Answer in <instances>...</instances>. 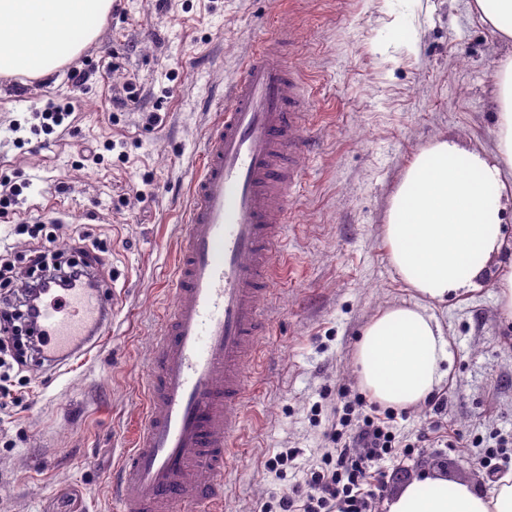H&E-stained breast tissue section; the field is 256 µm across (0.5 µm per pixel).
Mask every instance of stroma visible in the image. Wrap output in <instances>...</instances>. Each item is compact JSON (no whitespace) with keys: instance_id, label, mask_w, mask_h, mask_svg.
<instances>
[{"instance_id":"1","label":"stroma","mask_w":512,"mask_h":512,"mask_svg":"<svg viewBox=\"0 0 512 512\" xmlns=\"http://www.w3.org/2000/svg\"><path fill=\"white\" fill-rule=\"evenodd\" d=\"M293 28V62L307 79L310 114L288 192V263L260 302L267 333L246 365L240 459L224 512H258L296 481L266 460L301 449L297 466L328 446L346 402L363 398L354 351L380 309L409 300L382 244L388 198L407 161L435 136L486 149L495 140L492 77L507 47L468 0H116L73 65L33 79L17 105L0 85V180L20 190L0 217V254L16 270L35 244L19 221L60 219L57 249L85 237L100 277L122 306L112 340L89 361L52 371L29 361L19 403L0 410V512H114L113 464L138 426L158 311L171 306L169 268L184 236L188 188L214 104L244 56ZM136 102H129V95ZM68 101L61 126L39 109ZM438 317L453 369L430 405L396 413L415 449L380 466L373 512L409 478L443 475L483 486V448L512 431V323L492 282L452 299Z\"/></svg>"}]
</instances>
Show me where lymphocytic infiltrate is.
<instances>
[{
  "mask_svg": "<svg viewBox=\"0 0 512 512\" xmlns=\"http://www.w3.org/2000/svg\"><path fill=\"white\" fill-rule=\"evenodd\" d=\"M26 264L31 283L0 301V399L10 395L11 369L26 362L23 350L12 341L18 326L30 323L36 289L72 288L81 283L85 273L79 262L61 261L51 245L31 249ZM355 411L354 403H346L338 421L332 422L326 433L330 446L307 471L306 491L283 492L276 504H263L260 512H372L373 493L367 485L373 467L398 453L410 452L412 446L397 440L392 411L360 418Z\"/></svg>",
  "mask_w": 512,
  "mask_h": 512,
  "instance_id": "f902f5d3",
  "label": "lymphocytic infiltrate"
}]
</instances>
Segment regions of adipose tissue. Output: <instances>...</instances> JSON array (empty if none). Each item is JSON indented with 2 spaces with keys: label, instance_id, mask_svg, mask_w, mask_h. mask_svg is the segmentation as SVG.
I'll list each match as a JSON object with an SVG mask.
<instances>
[{
  "label": "adipose tissue",
  "instance_id": "obj_1",
  "mask_svg": "<svg viewBox=\"0 0 512 512\" xmlns=\"http://www.w3.org/2000/svg\"><path fill=\"white\" fill-rule=\"evenodd\" d=\"M113 0H0V74L47 77L93 41ZM492 150L436 137L409 159L390 196L383 248L410 302L364 325L355 367L374 401L423 405L447 377L453 355L434 313L494 275L502 317L512 321V264L499 263L512 209V53L500 59L492 98ZM389 512H512V468L483 487L444 476L412 479Z\"/></svg>",
  "mask_w": 512,
  "mask_h": 512
}]
</instances>
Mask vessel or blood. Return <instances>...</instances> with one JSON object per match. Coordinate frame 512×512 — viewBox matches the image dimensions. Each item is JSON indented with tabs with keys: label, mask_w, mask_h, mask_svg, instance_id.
<instances>
[{
	"label": "vessel or blood",
	"mask_w": 512,
	"mask_h": 512,
	"mask_svg": "<svg viewBox=\"0 0 512 512\" xmlns=\"http://www.w3.org/2000/svg\"><path fill=\"white\" fill-rule=\"evenodd\" d=\"M280 31L244 60L215 106L191 183L181 253L143 386L132 448L114 468L115 512H172L189 501L222 512L245 406L244 363L266 330L259 301L280 269L286 197L311 107ZM117 297L87 288L35 311L39 360L66 364L110 337Z\"/></svg>",
	"instance_id": "obj_1"
}]
</instances>
